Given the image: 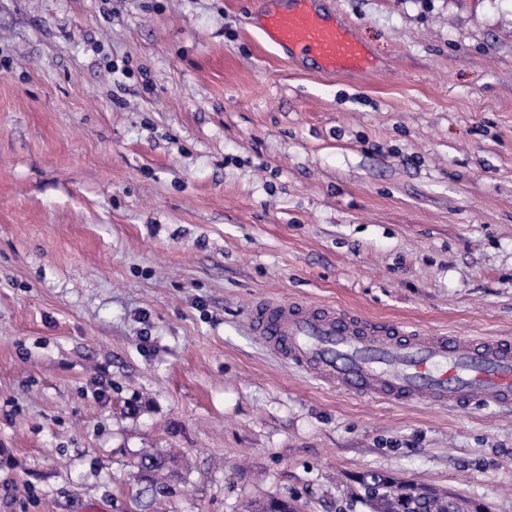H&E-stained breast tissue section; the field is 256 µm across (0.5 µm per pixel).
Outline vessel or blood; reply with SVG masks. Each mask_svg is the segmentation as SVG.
<instances>
[{"mask_svg":"<svg viewBox=\"0 0 512 512\" xmlns=\"http://www.w3.org/2000/svg\"><path fill=\"white\" fill-rule=\"evenodd\" d=\"M294 0L269 16L268 38L291 55L316 60L320 71L367 70L372 59L346 25ZM253 332L292 366L336 391L396 403L463 408L471 402L512 406V340L423 333L379 323L329 304L257 301Z\"/></svg>","mask_w":512,"mask_h":512,"instance_id":"1","label":"vessel or blood"}]
</instances>
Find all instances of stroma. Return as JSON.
Segmentation results:
<instances>
[{"label":"stroma","mask_w":512,"mask_h":512,"mask_svg":"<svg viewBox=\"0 0 512 512\" xmlns=\"http://www.w3.org/2000/svg\"><path fill=\"white\" fill-rule=\"evenodd\" d=\"M289 0H0V512H368L365 472L512 512V409L336 392L260 299L512 339V0H318L371 53L327 74ZM136 466L146 482L144 488L136 494V500L149 495L147 506H152L172 494L170 482L178 466L175 458L161 453H145L138 458Z\"/></svg>","instance_id":"35a3bbf8"}]
</instances>
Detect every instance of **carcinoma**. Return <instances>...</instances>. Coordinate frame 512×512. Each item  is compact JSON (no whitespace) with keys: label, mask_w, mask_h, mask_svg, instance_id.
Returning a JSON list of instances; mask_svg holds the SVG:
<instances>
[{"label":"carcinoma","mask_w":512,"mask_h":512,"mask_svg":"<svg viewBox=\"0 0 512 512\" xmlns=\"http://www.w3.org/2000/svg\"><path fill=\"white\" fill-rule=\"evenodd\" d=\"M136 466L146 485L136 498L149 496L148 505L157 504L172 494L171 478L176 474L177 460L161 453H145L138 458ZM374 481L383 486L385 499L378 505L380 512H411L413 499L425 495L428 512H481L471 500L419 483H409L391 476L368 472L357 479V483ZM252 512H295L288 500L271 496L264 501L251 504Z\"/></svg>","instance_id":"carcinoma-1"}]
</instances>
